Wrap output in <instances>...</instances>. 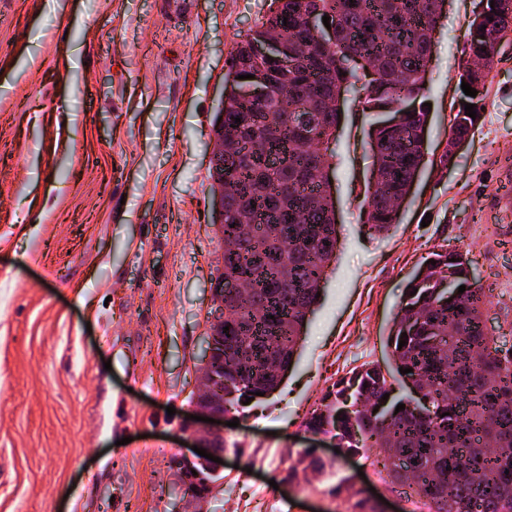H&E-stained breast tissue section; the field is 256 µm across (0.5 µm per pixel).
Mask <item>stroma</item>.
<instances>
[{"label": "stroma", "instance_id": "35a3bbf8", "mask_svg": "<svg viewBox=\"0 0 512 512\" xmlns=\"http://www.w3.org/2000/svg\"><path fill=\"white\" fill-rule=\"evenodd\" d=\"M480 0H448L425 82L426 166L386 236L365 222L368 127L345 112L327 169L339 248L294 364L225 427L222 483L184 495L214 278L211 193L226 62L270 0H0V512H345L322 475L279 485L289 450L334 448L302 424L337 378L388 363L407 282L432 253L467 254L486 325L512 347V45L482 117L440 164ZM175 415H168V408Z\"/></svg>", "mask_w": 512, "mask_h": 512}]
</instances>
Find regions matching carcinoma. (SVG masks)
I'll list each match as a JSON object with an SVG mask.
<instances>
[{
	"label": "carcinoma",
	"instance_id": "1",
	"mask_svg": "<svg viewBox=\"0 0 512 512\" xmlns=\"http://www.w3.org/2000/svg\"><path fill=\"white\" fill-rule=\"evenodd\" d=\"M443 2L271 0L264 21L231 51L224 72L230 93L216 113L214 135L227 128L233 135L222 136L224 153L212 178L224 180L217 233L234 242L215 285L237 282L249 303L244 312L234 305L224 311L229 330L218 376L233 410L242 412L246 398L261 402L279 388L335 258L333 203L317 172L333 156L338 111L347 102L371 127V168L388 187L366 194V223L378 235L400 223L392 198L408 194L429 162L423 85ZM307 13L316 14V27L302 26ZM505 30L512 31V18L485 0L481 20L467 27L468 52H495ZM271 35L293 58L286 70L273 57L252 55L253 44ZM359 56L376 63L378 79L362 81ZM246 74L252 78L238 79ZM465 82L477 95L456 104L455 137L469 135L481 118L484 83ZM409 98L415 109L405 112ZM467 103L476 118L468 116ZM400 111L402 131L396 132L381 116ZM433 259L424 277L405 289L386 340L390 365L366 364L338 379L306 424L334 434L342 448L373 455L377 474L404 490L410 512H512V348H500L487 331L482 315L489 301L470 277V261L448 250ZM401 367L413 372L403 374ZM346 393L364 409L345 418L339 412ZM400 403L405 409L398 412ZM287 461L290 472H330L335 481L323 492L344 500L347 512H376L349 485L350 476H336L316 449H290Z\"/></svg>",
	"mask_w": 512,
	"mask_h": 512
}]
</instances>
